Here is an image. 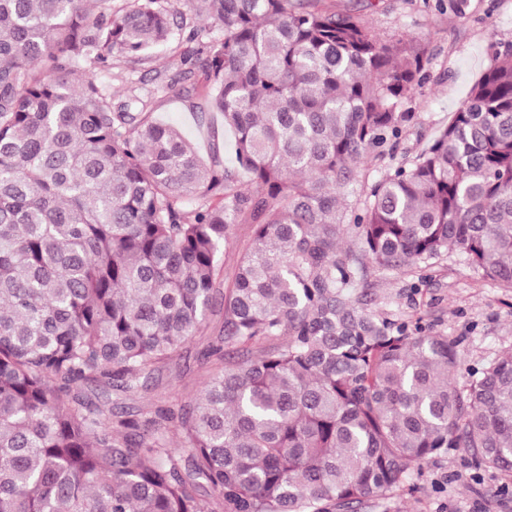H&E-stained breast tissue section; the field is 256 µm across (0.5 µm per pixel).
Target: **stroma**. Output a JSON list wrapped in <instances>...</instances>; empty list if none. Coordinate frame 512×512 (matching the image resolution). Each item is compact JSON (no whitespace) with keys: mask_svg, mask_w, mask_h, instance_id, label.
Masks as SVG:
<instances>
[{"mask_svg":"<svg viewBox=\"0 0 512 512\" xmlns=\"http://www.w3.org/2000/svg\"><path fill=\"white\" fill-rule=\"evenodd\" d=\"M325 7L359 16L377 36L402 37L426 51L428 80L407 104L413 114L399 147L412 155L448 122L466 97L470 85L489 65L494 48L512 43V0H467L464 15L449 6H425L423 0H324ZM183 25L171 42L155 49L148 63L114 61L101 73L114 102L139 97L168 124L180 128L190 140L204 143L184 102V67L180 54L190 29L219 35L194 7L179 5ZM373 306L396 315L421 318L438 334L457 344L463 368L477 367L502 350L512 348V291L482 277L458 252L439 260L420 289L406 274L369 270ZM222 305L206 314L199 332L183 346L179 356L148 378L134 396L103 397L112 411H135L156 404L193 407L204 379L214 364L208 356L223 327ZM414 482V496L404 498L402 512H512V482L498 470L474 466L463 451L423 466Z\"/></svg>","mask_w":512,"mask_h":512,"instance_id":"35a3bbf8","label":"stroma"}]
</instances>
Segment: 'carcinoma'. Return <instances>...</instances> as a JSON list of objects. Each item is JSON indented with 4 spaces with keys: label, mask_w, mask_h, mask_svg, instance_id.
Listing matches in <instances>:
<instances>
[{
    "label": "carcinoma",
    "mask_w": 512,
    "mask_h": 512,
    "mask_svg": "<svg viewBox=\"0 0 512 512\" xmlns=\"http://www.w3.org/2000/svg\"><path fill=\"white\" fill-rule=\"evenodd\" d=\"M105 2L0 0V512H400L452 448L512 481V349L464 377L448 337L362 288L371 265L417 289L456 251L512 289V45L352 201L395 159L424 49L293 0H187L224 30L181 54L205 158L97 80L169 41L176 3ZM218 295L193 408L100 403L173 360ZM251 238L252 226L249 224L238 225L236 245L229 248L227 247L226 250L224 249V266L221 275V281L224 279V282L227 283L232 279L237 260V254L239 250L249 244Z\"/></svg>",
    "instance_id": "cac0c4a2"
}]
</instances>
